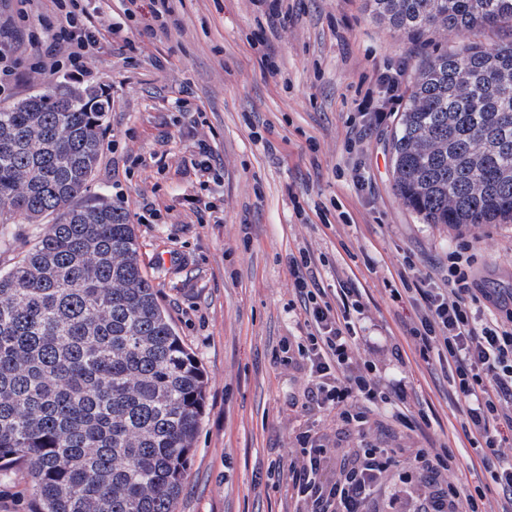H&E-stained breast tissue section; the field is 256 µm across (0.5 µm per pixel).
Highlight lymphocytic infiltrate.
Returning <instances> with one entry per match:
<instances>
[{
	"mask_svg": "<svg viewBox=\"0 0 512 512\" xmlns=\"http://www.w3.org/2000/svg\"><path fill=\"white\" fill-rule=\"evenodd\" d=\"M57 33L48 52L35 58L38 70L64 71L71 79L91 80L88 59L103 35L120 37L114 25H96L84 0H53ZM65 59H58V49ZM472 244L462 240L448 252V285L429 288L424 278L399 272L393 297L412 299L415 315L405 333L423 361L438 360L448 369V386L464 404L461 432L489 469L500 496L486 503L483 494L464 493L456 479L459 462L447 444L413 451L400 474L395 493L400 512H512V448L504 430L512 431V291L480 288L472 271ZM307 254L289 259L292 286L304 300L309 332L297 355L318 378L319 407L336 411L356 429L372 412L395 407L399 390L383 382L375 364L359 353L353 315L363 314L361 289L341 282L335 295L311 287L303 270ZM298 442L301 451L289 470V481L301 512H370L375 490L388 478L393 458L384 448L360 445L339 453L318 444L309 434ZM418 496H411L410 487Z\"/></svg>",
	"mask_w": 512,
	"mask_h": 512,
	"instance_id": "f902f5d3",
	"label": "lymphocytic infiltrate"
}]
</instances>
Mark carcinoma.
Segmentation results:
<instances>
[{"label": "carcinoma", "mask_w": 512, "mask_h": 512, "mask_svg": "<svg viewBox=\"0 0 512 512\" xmlns=\"http://www.w3.org/2000/svg\"><path fill=\"white\" fill-rule=\"evenodd\" d=\"M409 33L512 30V0H372ZM108 100L59 81L0 108V226L39 228L0 270V482L28 512H176L206 377L158 301L128 212L87 199ZM426 224L512 222V39L416 65L389 143ZM0 490V512H22L24 510L23 504L25 498L28 497L26 479H22L20 475H17L8 483H2Z\"/></svg>", "instance_id": "cac0c4a2"}]
</instances>
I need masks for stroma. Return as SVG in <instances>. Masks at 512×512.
I'll use <instances>...</instances> for the list:
<instances>
[{
    "label": "stroma",
    "mask_w": 512,
    "mask_h": 512,
    "mask_svg": "<svg viewBox=\"0 0 512 512\" xmlns=\"http://www.w3.org/2000/svg\"><path fill=\"white\" fill-rule=\"evenodd\" d=\"M170 6L178 27L164 34L127 20L124 0H87L90 14L123 23L126 34L103 41L89 62L112 101L90 194L134 216L159 302L207 377L177 512H297L288 467L299 434L340 450L388 448L402 462L459 426L446 372L403 343L413 304L393 301L390 288L406 268L444 287L448 250L461 237L474 243L482 287H511L512 223H424L393 188L395 118L351 133L356 104L383 68L401 71L407 97L417 61L458 36L440 29L414 38L375 17L367 0H288L275 22L257 0ZM54 24L48 0L23 19L17 0H0V40L27 64L50 44ZM265 54L275 72L261 69ZM201 140L220 183L204 182L191 163ZM211 196L215 219L197 209ZM146 204L157 215L144 221ZM303 248L318 287L331 292L349 279L362 289V353L407 405L429 403L432 428L380 413L359 434L312 402L315 378L284 351L308 332L288 265Z\"/></svg>",
    "instance_id": "stroma-1"
}]
</instances>
